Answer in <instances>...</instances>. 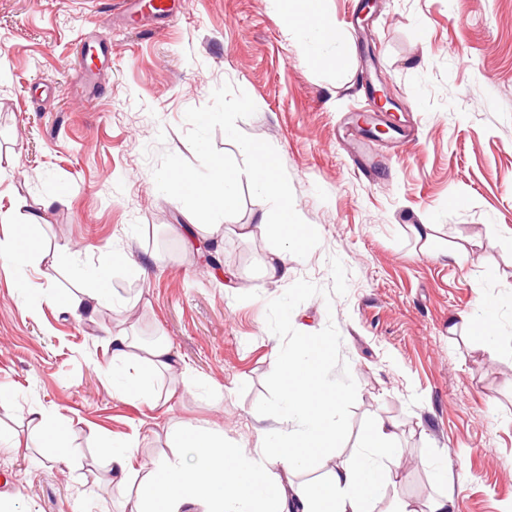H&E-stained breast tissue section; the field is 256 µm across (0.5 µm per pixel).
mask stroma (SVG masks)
<instances>
[{
    "mask_svg": "<svg viewBox=\"0 0 512 512\" xmlns=\"http://www.w3.org/2000/svg\"><path fill=\"white\" fill-rule=\"evenodd\" d=\"M166 2L158 14L144 0H0V210L19 222L43 211L40 232L61 249L53 270L0 259V393L12 396L0 499L10 512H127L99 483L96 451L139 425L257 447L281 412L272 353L300 356L305 330L330 342L326 387L349 395L338 458L388 418L412 461L391 495L421 508L449 492L456 512H512V0H323L333 43L289 0ZM373 85L395 109L379 110ZM411 115L415 146L363 137ZM248 143L269 149L294 222L315 232L283 281L265 275L256 225L280 211L254 187ZM213 159L238 177L226 213L159 189L181 170L207 175ZM196 224L220 268L186 249ZM415 224L467 255L421 253ZM114 249L145 274L114 271L124 304L92 323L63 301ZM481 301L492 354L448 331ZM116 324L168 341L190 383L166 372L160 399L120 395ZM33 410L66 429L68 467L31 446Z\"/></svg>",
    "mask_w": 512,
    "mask_h": 512,
    "instance_id": "stroma-1",
    "label": "stroma"
}]
</instances>
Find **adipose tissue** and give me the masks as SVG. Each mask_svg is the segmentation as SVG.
<instances>
[{"mask_svg": "<svg viewBox=\"0 0 512 512\" xmlns=\"http://www.w3.org/2000/svg\"><path fill=\"white\" fill-rule=\"evenodd\" d=\"M236 173L214 160L209 175L200 180L182 174L179 188L208 212H225L237 189ZM0 224H12L11 212L0 211ZM0 239V256L12 264L28 265L32 257L54 258L58 251L22 227ZM264 232L272 245L265 257L269 278L287 279L291 263L312 242L305 225L267 224ZM126 252H113L109 268L84 278L76 309L96 316L108 293L110 267L128 266ZM112 360L136 361L134 376L124 382V392L153 399L149 385L154 374L172 371L177 359L166 340L140 345L126 330H113ZM305 358L297 360L274 354L272 370L280 381L281 404L290 423L278 429L277 441L266 448L245 450L224 445V434L195 427L173 426L163 432L174 441L182 456L163 458L135 469L137 442L122 450H106L101 456L103 479L111 492L124 497L129 512H375L384 489L396 478L404 459L393 444L396 425L377 418L368 429L362 449L336 462L323 478L303 484L299 475L312 463L329 456L343 435L334 409L343 404L344 393L328 392L320 376L317 353L309 352V336H297Z\"/></svg>", "mask_w": 512, "mask_h": 512, "instance_id": "1", "label": "adipose tissue"}]
</instances>
